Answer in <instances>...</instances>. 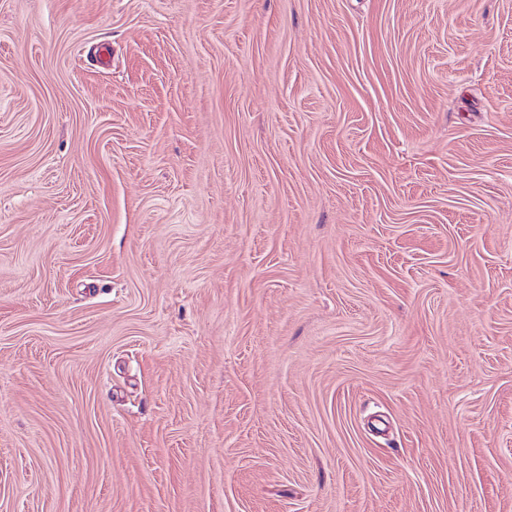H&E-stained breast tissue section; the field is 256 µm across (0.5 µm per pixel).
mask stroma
<instances>
[{
	"mask_svg": "<svg viewBox=\"0 0 512 512\" xmlns=\"http://www.w3.org/2000/svg\"><path fill=\"white\" fill-rule=\"evenodd\" d=\"M0 512H512V0H0Z\"/></svg>",
	"mask_w": 512,
	"mask_h": 512,
	"instance_id": "stroma-1",
	"label": "stroma"
}]
</instances>
